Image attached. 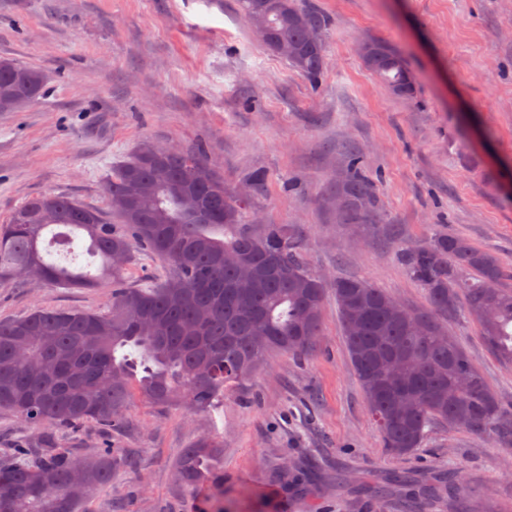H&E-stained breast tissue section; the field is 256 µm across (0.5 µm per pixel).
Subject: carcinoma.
<instances>
[{
  "instance_id": "carcinoma-1",
  "label": "carcinoma",
  "mask_w": 512,
  "mask_h": 512,
  "mask_svg": "<svg viewBox=\"0 0 512 512\" xmlns=\"http://www.w3.org/2000/svg\"><path fill=\"white\" fill-rule=\"evenodd\" d=\"M264 1L268 5L259 16L256 6ZM239 6L251 25L263 23L288 44L290 65L318 83L326 67L324 39L310 43L307 37L310 29L323 33V16L297 0H239ZM369 44L379 47L363 52L369 68L395 95L412 96V90H398L409 72L404 58L383 41ZM46 82L40 69L0 59V100L29 106ZM148 146L141 143L113 167L106 182L117 223L66 195L41 194L0 224V283L18 280L19 267L55 287L93 288L105 275L112 282L111 300L99 311L35 307L19 318L0 319L1 409L29 427L95 423L110 431L123 425L137 398L157 408L205 411L250 379L270 354L311 353L330 290L369 418L390 455H412L436 423L512 447V419L446 328L465 314L478 325L486 348L512 365V289L499 287L503 269L497 256L444 233L403 249L401 262L423 288L425 301L398 307L393 296L367 280L318 279L303 259L294 225L264 224L253 231L247 222L250 201L235 197L203 151L152 158ZM188 167L204 212L200 219L183 204L182 174ZM336 187L368 205L365 213L344 214L345 223L379 228L373 181L359 155H350ZM56 227L68 229V254L74 231L88 236L89 254L102 261L99 274L46 257L41 239ZM140 251L169 264L163 282L128 284L125 271ZM436 252L448 256L447 266L434 262ZM226 254L251 261L253 277L224 263ZM490 282L497 284L493 293ZM388 359L397 360L398 368L379 372V363ZM462 371L470 376L465 386L458 385ZM43 439L47 447L37 459H29L26 448H14L11 460L0 462V512H76L90 493L111 483L112 448L75 457L56 448L52 435ZM222 447L223 441L200 436L179 462L187 488L214 489L198 512H224V477L213 467ZM78 465L85 473L81 484L71 480Z\"/></svg>"
}]
</instances>
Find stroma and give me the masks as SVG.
I'll use <instances>...</instances> for the list:
<instances>
[{"mask_svg": "<svg viewBox=\"0 0 512 512\" xmlns=\"http://www.w3.org/2000/svg\"><path fill=\"white\" fill-rule=\"evenodd\" d=\"M302 3L329 20L315 86L253 36L237 0H0V58L49 76L39 104L0 112V222L39 194L111 215L113 164L149 141L202 149L234 190L264 172L252 219L296 225L308 266L327 279L363 278L422 304L399 253L442 232L496 255L512 288V0ZM370 39L405 58L412 97L392 94L365 64ZM349 148L394 238L337 215L331 194ZM111 293L107 280L8 284L0 319L37 306L96 311ZM449 332L512 410V366L487 352L471 320ZM51 430L75 456L108 440L123 459L78 512H196L206 494L182 484L177 464L202 435L224 443L225 512H370L367 491L388 475L444 485L458 472L465 500L422 512H512V455L498 444L438 423L412 456L386 452L331 296L309 356L274 354L216 409L137 401L121 431Z\"/></svg>", "mask_w": 512, "mask_h": 512, "instance_id": "obj_1", "label": "stroma"}]
</instances>
